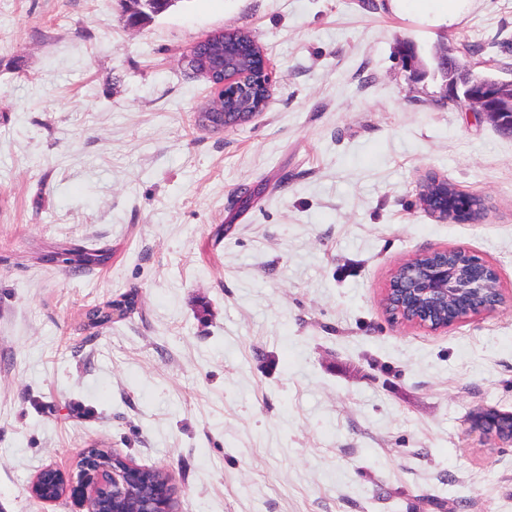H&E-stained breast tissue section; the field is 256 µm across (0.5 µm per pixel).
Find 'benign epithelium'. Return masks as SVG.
<instances>
[{
  "label": "benign epithelium",
  "mask_w": 512,
  "mask_h": 512,
  "mask_svg": "<svg viewBox=\"0 0 512 512\" xmlns=\"http://www.w3.org/2000/svg\"><path fill=\"white\" fill-rule=\"evenodd\" d=\"M437 72L444 80L445 97L459 107L476 113L501 131L512 134V79L488 80L465 72L452 63L448 51L436 57ZM198 73L211 83L213 97L200 118L215 121L224 128L249 122L264 112L274 82L273 70L263 50L251 38L237 32L214 34L202 42L195 56ZM419 204L438 221L474 222L485 210L484 200L454 190L448 193V180L429 175L419 189ZM463 270L448 263V250L419 254L399 265L392 273L384 296V306L392 318L430 330L445 329L464 321L445 319L461 298L469 299L467 318L496 311L505 304L497 269L464 248ZM505 413L483 408L470 415L471 427L482 439L500 447L512 446V430L498 432L490 427ZM79 454L82 464L62 470L53 465L33 478L30 492L41 503L68 498L81 512H175L171 476L163 472L153 491L140 488V466L110 452L112 461L97 463Z\"/></svg>",
  "instance_id": "7a95c632"
}]
</instances>
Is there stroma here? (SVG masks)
I'll use <instances>...</instances> for the list:
<instances>
[{"label":"stroma","mask_w":512,"mask_h":512,"mask_svg":"<svg viewBox=\"0 0 512 512\" xmlns=\"http://www.w3.org/2000/svg\"><path fill=\"white\" fill-rule=\"evenodd\" d=\"M248 33L264 112L199 122L193 46ZM416 45L426 75L398 54ZM512 78V0L451 23L394 0H0V512L102 445L172 477L176 512H512V135L444 98L432 55ZM485 199L419 205L426 175ZM106 249L87 269L43 262ZM463 248L510 298L431 331L382 304L392 272ZM133 293L126 318L88 308ZM125 11L129 13V18L136 21V24L144 20L152 19L167 10V1L149 0L139 2L138 0H122ZM127 2V3H125ZM448 194V180L437 175H429L420 185L418 199L421 208L431 217L441 222L448 220L460 223L474 222L480 219L484 210L483 199L475 205L473 195L454 188ZM479 210V212H476ZM503 416L511 417L510 426L512 428V416L511 413L501 412L493 408H483L473 412L470 415L471 427L475 432H478L482 439L486 442H491L498 447L512 446V430L508 429L506 432H498L490 427L491 422L494 419H498Z\"/></svg>","instance_id":"1"}]
</instances>
